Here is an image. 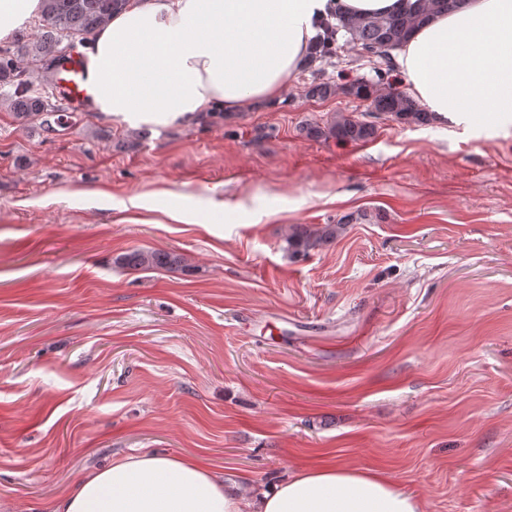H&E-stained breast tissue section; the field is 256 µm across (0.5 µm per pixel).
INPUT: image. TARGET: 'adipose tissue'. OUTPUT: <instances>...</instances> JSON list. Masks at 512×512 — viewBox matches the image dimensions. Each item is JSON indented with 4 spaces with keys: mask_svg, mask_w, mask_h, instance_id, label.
Returning a JSON list of instances; mask_svg holds the SVG:
<instances>
[{
    "mask_svg": "<svg viewBox=\"0 0 512 512\" xmlns=\"http://www.w3.org/2000/svg\"><path fill=\"white\" fill-rule=\"evenodd\" d=\"M403 0H129L80 45L88 109L130 129L174 125L245 101L280 102L323 20L381 15ZM42 0H0V42ZM409 95L439 126L512 117V0H461L393 51ZM49 512H422L389 478L311 467L266 489L225 490L223 472L160 452L124 455L75 480Z\"/></svg>",
    "mask_w": 512,
    "mask_h": 512,
    "instance_id": "adipose-tissue-1",
    "label": "adipose tissue"
}]
</instances>
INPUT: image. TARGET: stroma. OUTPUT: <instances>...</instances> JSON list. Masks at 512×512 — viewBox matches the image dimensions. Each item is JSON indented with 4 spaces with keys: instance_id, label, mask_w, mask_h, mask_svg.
Returning <instances> with one entry per match:
<instances>
[{
    "instance_id": "obj_1",
    "label": "stroma",
    "mask_w": 512,
    "mask_h": 512,
    "mask_svg": "<svg viewBox=\"0 0 512 512\" xmlns=\"http://www.w3.org/2000/svg\"><path fill=\"white\" fill-rule=\"evenodd\" d=\"M374 76L343 48L275 107L145 138L0 101V512L144 451L262 488L337 463L423 512H512V124L371 114L344 86ZM317 78L336 94L309 97ZM341 115L374 136H327ZM296 224L341 230L291 253ZM133 249L187 266L113 264Z\"/></svg>"
}]
</instances>
